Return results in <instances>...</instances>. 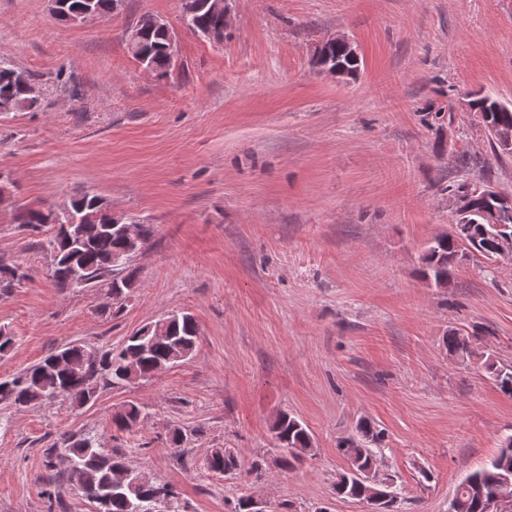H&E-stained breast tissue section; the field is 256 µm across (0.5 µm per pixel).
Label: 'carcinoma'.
<instances>
[{"mask_svg":"<svg viewBox=\"0 0 512 512\" xmlns=\"http://www.w3.org/2000/svg\"><path fill=\"white\" fill-rule=\"evenodd\" d=\"M114 0H61L56 18L64 23L68 16L90 9L97 18L112 14ZM185 27L191 33L206 38L208 32L224 26V16L211 11L207 0H182ZM127 35L128 51L142 66L152 68L157 75L168 74L172 64L170 33L152 15L141 16ZM327 59L355 70L360 62H352L343 48L332 46ZM39 83L38 75L0 63V115L40 108L42 99L29 95L26 84ZM475 111L483 115L482 123L512 126V109L499 108V101L490 95L473 94ZM77 219L87 227V239L82 246L69 243L66 224ZM16 220L25 230L38 233L47 224L57 227L46 240L44 250L54 253L51 277L63 289L124 286L138 279L132 268L133 254L126 253L127 243L118 229L110 223L109 206L99 195L86 192L70 200L68 207L51 206L17 208ZM495 242L484 233L482 224H465L459 234L449 232L434 237L421 259L423 278L436 288L448 287L453 268L465 257V248L479 253L490 251ZM125 256V262L112 264V257ZM27 275L17 265L0 266V292L21 284ZM489 334L487 330L461 333L448 332L443 344L450 355L483 358V368L496 387L512 397V365H504L491 355L476 353L475 342ZM196 325L188 314H169L148 322L128 336L117 348H95L96 355L87 356L90 346L76 344L44 357L11 377H0V406L27 407L54 399H62L81 408L99 397L105 388L126 387L134 383L126 369L129 356L138 358L137 380L147 381L155 376L158 367H171L180 359L189 358L196 350ZM146 417L145 404L128 400L112 414V424L121 433L136 431L137 421ZM271 432L280 450L302 448L313 450L309 429L295 416L286 412L276 415ZM382 432L371 420L358 421L356 434L340 439L336 449L356 470L370 467L376 455L371 445L381 443ZM67 449L70 457V478L82 495L97 505V512H173L177 499L174 489L155 482L133 495L112 482L114 467L124 463L119 451L105 453L91 435L78 438L70 435L61 444H53L47 466L53 467L58 447ZM208 469L216 474L234 475L240 467L238 452L233 448H218L207 459ZM504 478H512V435L506 436L498 452L480 468L469 473L461 482L451 501L453 512H483V499L492 493ZM336 496L374 502L373 512H397V494L381 484L333 483Z\"/></svg>","mask_w":512,"mask_h":512,"instance_id":"cac0c4a2","label":"carcinoma"}]
</instances>
